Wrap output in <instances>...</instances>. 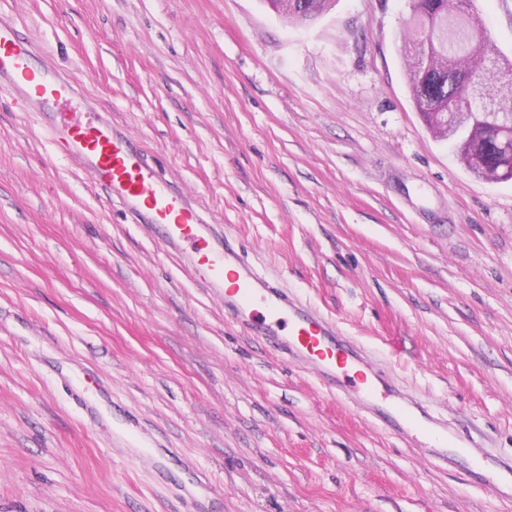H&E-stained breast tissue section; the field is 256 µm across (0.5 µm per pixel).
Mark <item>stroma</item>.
<instances>
[{"mask_svg": "<svg viewBox=\"0 0 512 512\" xmlns=\"http://www.w3.org/2000/svg\"><path fill=\"white\" fill-rule=\"evenodd\" d=\"M512 57V0H478ZM249 262L512 462V181L416 111L408 0H0ZM401 362L385 357L390 348ZM176 448L217 482L158 477ZM512 512L245 336L182 251L0 94V512Z\"/></svg>", "mask_w": 512, "mask_h": 512, "instance_id": "stroma-1", "label": "stroma"}]
</instances>
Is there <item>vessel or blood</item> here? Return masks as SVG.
<instances>
[{
	"mask_svg": "<svg viewBox=\"0 0 512 512\" xmlns=\"http://www.w3.org/2000/svg\"><path fill=\"white\" fill-rule=\"evenodd\" d=\"M38 49L15 24L0 16V90L20 109H37L57 153L92 170L99 186L143 223L157 225L171 248H187L196 277L239 320L243 331L273 343L290 359L354 399L382 404L379 418L395 412L398 393L332 318L272 285L230 244L223 225L205 220L199 206L175 189L158 168L146 164L129 133L95 112L65 115L62 105L81 98L77 84L54 67L36 65ZM428 450L444 464L469 458L467 478L483 480L497 466L476 438L452 446L447 433L430 436Z\"/></svg>",
	"mask_w": 512,
	"mask_h": 512,
	"instance_id": "1",
	"label": "vessel or blood"
}]
</instances>
